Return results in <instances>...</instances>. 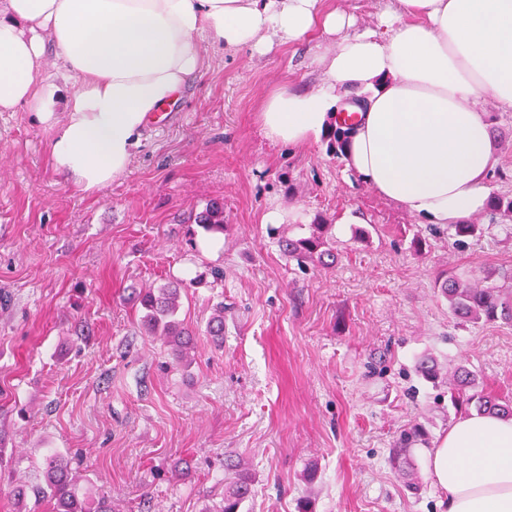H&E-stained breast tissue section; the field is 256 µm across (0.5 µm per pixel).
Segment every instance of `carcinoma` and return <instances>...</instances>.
Returning <instances> with one entry per match:
<instances>
[{
    "label": "carcinoma",
    "mask_w": 512,
    "mask_h": 512,
    "mask_svg": "<svg viewBox=\"0 0 512 512\" xmlns=\"http://www.w3.org/2000/svg\"><path fill=\"white\" fill-rule=\"evenodd\" d=\"M198 223L211 232H224V206L212 202L198 216ZM332 225L319 221L311 225L310 235L294 238L281 235L279 245L288 257L300 265L308 262L324 264L326 260L336 259ZM453 237L460 245L482 234V227L469 220L451 225ZM186 284L169 282L159 288L139 291L144 315L142 325L151 336L163 337L170 348L173 359L185 363L191 359L194 349L193 331L178 318L181 293ZM442 295L448 299V307L453 315L473 324L502 320L512 322V286L506 287L490 281L489 277L480 279V285L471 286L457 276H448L440 284ZM207 335L224 341V304L216 306L214 316L207 325ZM416 371L432 381L439 379L437 365L433 359L424 357L416 364ZM452 403L460 409L473 407L478 413L512 417V405L500 399L475 390V379L469 371L459 369L454 383L448 386ZM424 441L422 428L414 426L404 431L393 450L392 461L398 462L404 449ZM43 479L35 484H19L14 490L18 502L26 504L33 501L30 508L22 512H39L47 504L50 512H112V504L103 499L97 504L89 503L80 496L77 489V477L69 459L50 454L43 462ZM252 476L243 469L237 470L224 488V500L213 507V512H241L242 504L252 492Z\"/></svg>",
    "instance_id": "cac0c4a2"
}]
</instances>
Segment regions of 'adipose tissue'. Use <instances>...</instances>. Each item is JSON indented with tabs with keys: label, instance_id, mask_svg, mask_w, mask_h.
<instances>
[{
	"label": "adipose tissue",
	"instance_id": "obj_1",
	"mask_svg": "<svg viewBox=\"0 0 512 512\" xmlns=\"http://www.w3.org/2000/svg\"><path fill=\"white\" fill-rule=\"evenodd\" d=\"M323 2L0 0V112H35L52 130L54 170L99 192L205 68L201 38L264 54L318 29L329 44L320 85L269 91L257 114L265 138L317 140L340 102L359 99L345 159L361 182L429 224L484 211L496 151L480 100L512 111V0H397L364 31ZM49 42L76 79L62 99L39 78ZM425 458L445 512H512V419L460 415Z\"/></svg>",
	"mask_w": 512,
	"mask_h": 512
}]
</instances>
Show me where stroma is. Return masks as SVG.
Segmentation results:
<instances>
[{
    "label": "stroma",
    "mask_w": 512,
    "mask_h": 512,
    "mask_svg": "<svg viewBox=\"0 0 512 512\" xmlns=\"http://www.w3.org/2000/svg\"><path fill=\"white\" fill-rule=\"evenodd\" d=\"M205 69L165 124H149L127 171L98 194L51 164L50 128L0 112V512L51 451L72 458L82 495L116 512H207L224 461L252 474L242 512H443L425 467L457 417L415 372L436 359L512 402V323L457 319L438 291L448 275L512 272V218L476 214L485 233L457 246L379 197L326 140L274 145L257 112L289 79L320 84L325 42L233 53L201 40ZM497 149L491 193L512 196V112L485 100ZM224 205V246H198L196 213ZM324 220L337 259L299 268L269 233L272 204ZM359 211L361 227L343 223ZM421 246H414V236ZM224 272L214 281L212 269ZM186 282L180 317L190 365L141 326L135 288ZM224 305V344L205 333ZM428 443L390 460L399 432Z\"/></svg>",
    "instance_id": "obj_1"
}]
</instances>
